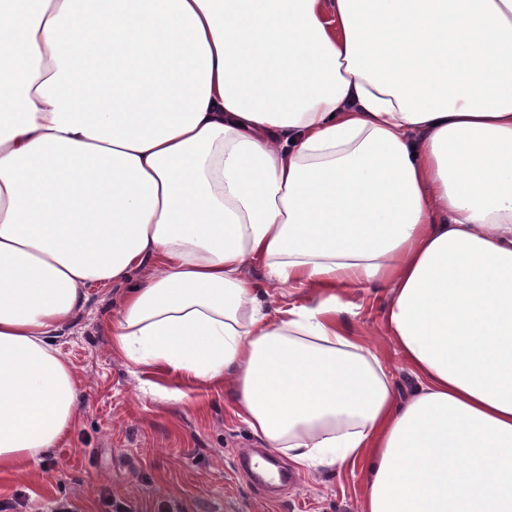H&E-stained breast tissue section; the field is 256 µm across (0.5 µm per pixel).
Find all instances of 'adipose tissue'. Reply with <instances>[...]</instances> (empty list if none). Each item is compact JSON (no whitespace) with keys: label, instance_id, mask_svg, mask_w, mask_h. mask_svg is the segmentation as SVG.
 Instances as JSON below:
<instances>
[{"label":"adipose tissue","instance_id":"adipose-tissue-1","mask_svg":"<svg viewBox=\"0 0 512 512\" xmlns=\"http://www.w3.org/2000/svg\"><path fill=\"white\" fill-rule=\"evenodd\" d=\"M107 25L142 79L63 53ZM372 283L404 401L341 319ZM96 284L114 354L363 462L360 512H512V0H0V473L70 436Z\"/></svg>","mask_w":512,"mask_h":512}]
</instances>
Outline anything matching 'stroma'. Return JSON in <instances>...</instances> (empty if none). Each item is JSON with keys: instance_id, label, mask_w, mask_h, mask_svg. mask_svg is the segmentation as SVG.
<instances>
[{"instance_id": "1", "label": "stroma", "mask_w": 512, "mask_h": 512, "mask_svg": "<svg viewBox=\"0 0 512 512\" xmlns=\"http://www.w3.org/2000/svg\"><path fill=\"white\" fill-rule=\"evenodd\" d=\"M123 287H91L87 309L57 344L79 382L78 416L69 438L48 449L32 475L0 473L5 512H357L363 463L293 469L286 490H264L239 466L263 453L262 442L235 415L231 390H212L174 376L158 377L167 392L143 393L147 376L114 356L107 320L118 318ZM345 321L363 336L408 394L415 379L384 327L387 293L366 287L344 296Z\"/></svg>"}]
</instances>
